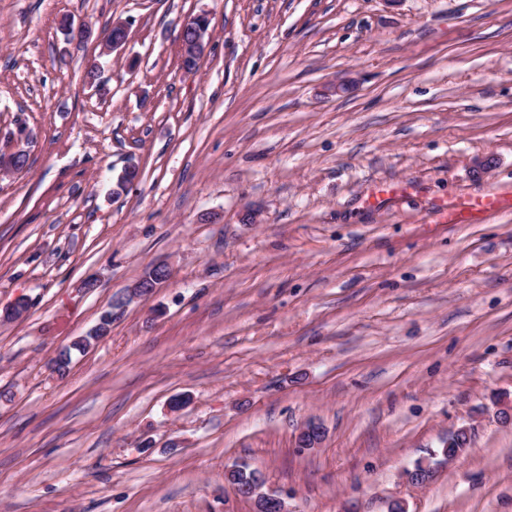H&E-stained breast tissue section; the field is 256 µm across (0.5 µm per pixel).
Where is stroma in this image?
<instances>
[{"instance_id": "stroma-1", "label": "stroma", "mask_w": 512, "mask_h": 512, "mask_svg": "<svg viewBox=\"0 0 512 512\" xmlns=\"http://www.w3.org/2000/svg\"><path fill=\"white\" fill-rule=\"evenodd\" d=\"M118 18L128 41L99 57ZM22 126L29 168L0 178V308L30 301L0 322V512H252L224 478L240 463L291 512H512V209L445 210L512 199V0H0V153ZM158 264L161 288L112 308ZM208 28L209 20L204 15L189 18L183 23L181 30V64L184 72L191 73L196 69V67L192 69L187 67L184 64L186 59L190 58L199 63L203 57L207 46L205 38L209 36ZM185 33H189L188 39L184 38ZM506 205H511V199L499 196H489L481 202L452 201L448 203V221L452 224H464L473 213L495 211Z\"/></svg>"}]
</instances>
